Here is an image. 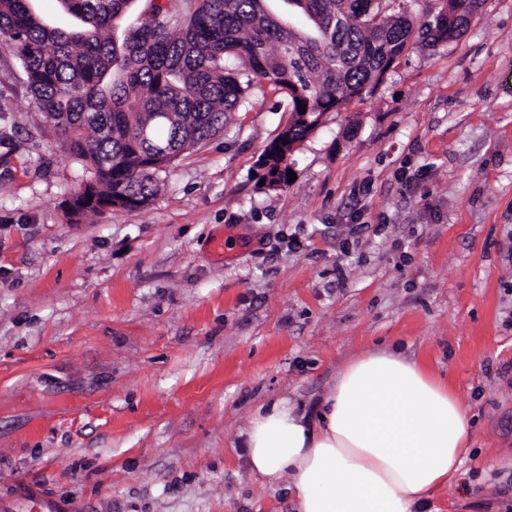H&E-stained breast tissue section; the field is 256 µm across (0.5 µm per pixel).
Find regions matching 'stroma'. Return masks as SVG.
<instances>
[{"label": "stroma", "mask_w": 512, "mask_h": 512, "mask_svg": "<svg viewBox=\"0 0 512 512\" xmlns=\"http://www.w3.org/2000/svg\"><path fill=\"white\" fill-rule=\"evenodd\" d=\"M287 117L255 93L145 210L72 224L82 167L0 57V499L295 512L287 479L247 466L253 412L318 416L349 359L390 348L470 413L420 512H512V0H478L456 40L326 113L270 188Z\"/></svg>", "instance_id": "1"}]
</instances>
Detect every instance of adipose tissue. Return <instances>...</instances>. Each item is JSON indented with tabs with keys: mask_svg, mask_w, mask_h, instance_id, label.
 <instances>
[{
	"mask_svg": "<svg viewBox=\"0 0 512 512\" xmlns=\"http://www.w3.org/2000/svg\"><path fill=\"white\" fill-rule=\"evenodd\" d=\"M467 407L420 363L377 350L350 361L318 417L259 406L245 433L253 475L284 478L296 512H416L463 462Z\"/></svg>",
	"mask_w": 512,
	"mask_h": 512,
	"instance_id": "adipose-tissue-1",
	"label": "adipose tissue"
}]
</instances>
